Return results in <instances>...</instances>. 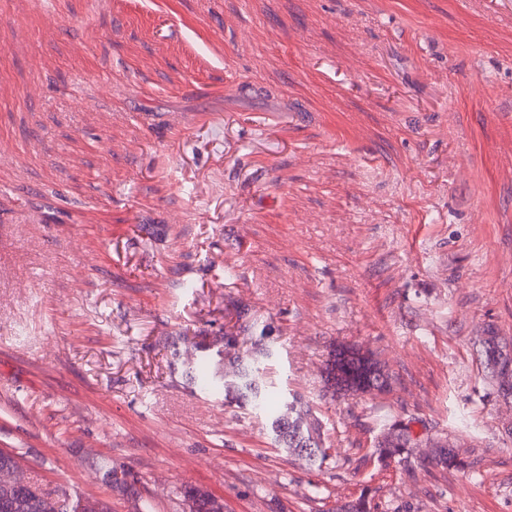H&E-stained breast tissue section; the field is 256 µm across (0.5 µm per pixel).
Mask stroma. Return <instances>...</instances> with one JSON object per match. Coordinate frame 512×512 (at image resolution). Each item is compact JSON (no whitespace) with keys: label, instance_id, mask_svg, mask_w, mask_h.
<instances>
[{"label":"stroma","instance_id":"stroma-1","mask_svg":"<svg viewBox=\"0 0 512 512\" xmlns=\"http://www.w3.org/2000/svg\"><path fill=\"white\" fill-rule=\"evenodd\" d=\"M0 140V449L24 476L112 512H185L189 486L224 512H512L480 345L512 347V0H0ZM227 330L271 346L323 460L186 380ZM339 343L391 392L332 396ZM408 419L468 474L380 461Z\"/></svg>","mask_w":512,"mask_h":512}]
</instances>
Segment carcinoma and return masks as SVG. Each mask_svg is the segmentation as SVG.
I'll return each mask as SVG.
<instances>
[{
	"mask_svg": "<svg viewBox=\"0 0 512 512\" xmlns=\"http://www.w3.org/2000/svg\"><path fill=\"white\" fill-rule=\"evenodd\" d=\"M486 366L491 380L497 383L503 396L512 397V352L500 345L494 331L482 339ZM232 341L224 343V350H211L205 345H197L196 361L187 363L185 377L199 384L205 393L224 397V403L239 407L261 408L271 397L272 385L267 381L265 361L272 356V350L261 348L253 353L239 355L231 353ZM324 382L334 393L340 395L371 394L389 392L391 375L384 363L370 353H365L353 345H339L332 349L324 368ZM288 416L280 414L271 425L279 426L275 441L282 448L293 450L308 448L305 458L315 462L324 456L319 423L310 419L308 411L301 406V399L291 395L288 401ZM406 422L407 431L398 432L378 445L380 459L392 461L401 458L415 444ZM435 464L442 468L467 469L466 462L448 442L435 444ZM46 492L39 483L30 484L27 496L9 512H41L40 503ZM185 496L196 498L200 512H217L218 503L204 490L190 487ZM372 500L363 495L357 500L336 508V512H375Z\"/></svg>",
	"mask_w": 512,
	"mask_h": 512,
	"instance_id": "carcinoma-1",
	"label": "carcinoma"
}]
</instances>
